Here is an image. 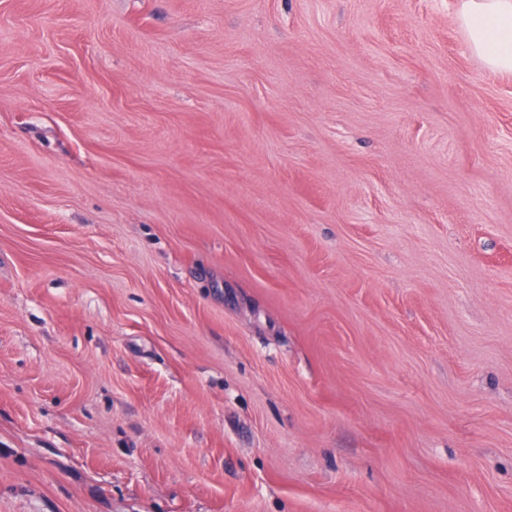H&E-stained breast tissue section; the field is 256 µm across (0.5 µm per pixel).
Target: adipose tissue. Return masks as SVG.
<instances>
[{
    "label": "adipose tissue",
    "mask_w": 512,
    "mask_h": 512,
    "mask_svg": "<svg viewBox=\"0 0 512 512\" xmlns=\"http://www.w3.org/2000/svg\"><path fill=\"white\" fill-rule=\"evenodd\" d=\"M456 20L488 69L512 74V0H457Z\"/></svg>",
    "instance_id": "1"
}]
</instances>
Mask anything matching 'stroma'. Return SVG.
I'll return each instance as SVG.
<instances>
[{"instance_id":"35a3bbf8","label":"stroma","mask_w":512,"mask_h":512,"mask_svg":"<svg viewBox=\"0 0 512 512\" xmlns=\"http://www.w3.org/2000/svg\"><path fill=\"white\" fill-rule=\"evenodd\" d=\"M455 4L0 0V512H512Z\"/></svg>"}]
</instances>
